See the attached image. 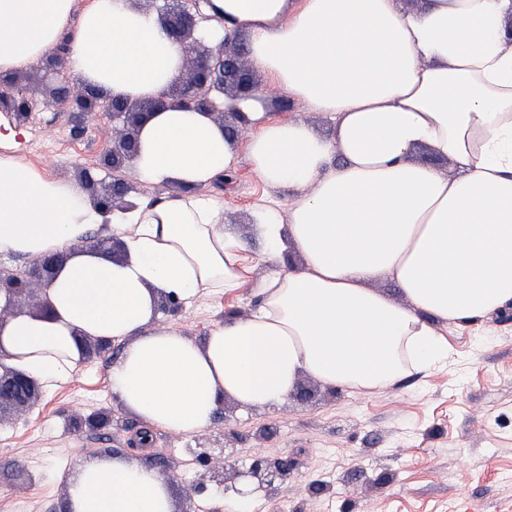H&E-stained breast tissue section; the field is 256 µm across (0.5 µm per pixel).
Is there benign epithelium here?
Listing matches in <instances>:
<instances>
[{
	"mask_svg": "<svg viewBox=\"0 0 512 512\" xmlns=\"http://www.w3.org/2000/svg\"><path fill=\"white\" fill-rule=\"evenodd\" d=\"M160 24L166 35L177 44L184 56L187 74L170 85L156 98L129 99L107 96L102 90L75 82L67 72L65 48L47 54L37 66L41 81L49 89L45 106L56 112H103L111 120L112 148L104 154L96 168L106 172L102 178L90 168L79 171V179L93 204L101 212L131 206L130 196L140 194L133 181L118 178L133 163L139 149V134L150 117L174 104L181 109L204 112L224 127L225 133L238 140L246 122L238 112H226L218 98L249 97L257 90L243 65L242 52L235 44L222 42L207 48L195 36L200 23L208 20L200 9L203 0H162ZM36 106L17 76L0 77V112L21 124L27 121ZM85 246L100 248L120 261L125 257L123 242L116 237L90 239ZM67 260L64 253L44 256L24 267L0 266V330L19 314L50 318L54 307L47 288L59 268ZM183 303L171 295L158 300V310L165 316L182 311ZM6 351L0 345V424L5 412L23 415L41 396L36 378L3 362ZM196 461L205 467L204 474L188 488V493L203 488L207 481L218 486L235 484L240 477L256 481L259 489H274L283 485L290 475L288 458L249 449L247 462L231 464L228 458L217 460L208 448H197Z\"/></svg>",
	"mask_w": 512,
	"mask_h": 512,
	"instance_id": "obj_1",
	"label": "benign epithelium"
}]
</instances>
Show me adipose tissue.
Instances as JSON below:
<instances>
[{
    "instance_id": "obj_1",
    "label": "adipose tissue",
    "mask_w": 512,
    "mask_h": 512,
    "mask_svg": "<svg viewBox=\"0 0 512 512\" xmlns=\"http://www.w3.org/2000/svg\"><path fill=\"white\" fill-rule=\"evenodd\" d=\"M206 12L213 38L243 41L253 68L334 125L326 137L272 117L258 94L224 101L247 122L256 175L290 191L287 214H253L267 266L256 309L199 342L161 323V295H225L244 278L222 204L194 194L232 170V145L209 116L171 107L142 127L131 175L180 196L104 216L80 185L0 155V254L67 256L48 287L54 318L0 331L8 365L51 390L81 372L78 337L124 343L113 394L184 434L210 427L227 397L280 406L304 376L370 393L446 366L438 324L512 303V0H211ZM64 37L76 80L116 96H159L182 73L180 47L130 0H0V74ZM421 147L453 173L414 160ZM95 226L123 240L124 260L75 250ZM288 251L300 269L281 265ZM381 275L401 300L371 288ZM66 483L69 512H173L145 465L83 462Z\"/></svg>"
}]
</instances>
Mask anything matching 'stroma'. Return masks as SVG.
<instances>
[{
    "label": "stroma",
    "instance_id": "stroma-1",
    "mask_svg": "<svg viewBox=\"0 0 512 512\" xmlns=\"http://www.w3.org/2000/svg\"><path fill=\"white\" fill-rule=\"evenodd\" d=\"M253 77L266 111L300 119L318 133L333 125L320 112H308L269 84ZM25 85L38 105L24 123L18 146L4 154L24 157L49 177L73 181L81 167L95 166L109 149L110 120L101 112L46 110V88L37 77ZM224 186L199 188L224 204V223L233 228L249 268L237 292L201 298L163 324L203 338L225 316L249 314L256 286L265 275V244L257 235L255 208L284 205L286 189L264 184L253 172L245 142ZM452 364L429 374L411 372L369 395L331 392L311 377L302 382L313 398L288 395L270 410L243 412L230 406L226 421L212 435L186 436L153 429L150 448L132 447L144 423L113 404L111 364L122 347L112 344L92 355L78 377L44 392L41 400L13 423L0 426V512H62L64 477L81 462L112 457L151 465L159 455L176 512H184L187 488L197 479L198 445L245 452L252 436L268 426V452L288 457L293 471L275 491L261 494L265 512H512V304L487 317L449 327ZM113 411L104 427L76 428L71 410Z\"/></svg>",
    "mask_w": 512,
    "mask_h": 512
}]
</instances>
